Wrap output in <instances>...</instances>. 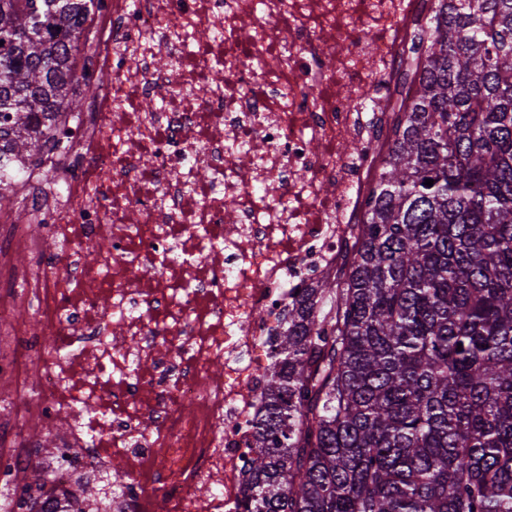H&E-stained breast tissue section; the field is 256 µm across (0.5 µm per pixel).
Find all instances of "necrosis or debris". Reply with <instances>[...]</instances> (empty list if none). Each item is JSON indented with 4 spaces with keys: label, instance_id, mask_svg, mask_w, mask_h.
Returning <instances> with one entry per match:
<instances>
[{
    "label": "necrosis or debris",
    "instance_id": "4bbe7bcc",
    "mask_svg": "<svg viewBox=\"0 0 512 512\" xmlns=\"http://www.w3.org/2000/svg\"><path fill=\"white\" fill-rule=\"evenodd\" d=\"M428 8L108 0L73 152L0 213V421L64 431L60 489L116 467L121 512H244L275 336L351 240Z\"/></svg>",
    "mask_w": 512,
    "mask_h": 512
}]
</instances>
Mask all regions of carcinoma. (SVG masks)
I'll return each mask as SVG.
<instances>
[{
	"label": "carcinoma",
	"instance_id": "1",
	"mask_svg": "<svg viewBox=\"0 0 512 512\" xmlns=\"http://www.w3.org/2000/svg\"><path fill=\"white\" fill-rule=\"evenodd\" d=\"M94 6L0 0V201L78 108ZM422 45L350 250L276 337L247 512H512V0H436ZM50 479L8 471V512H57ZM77 482L70 512H112Z\"/></svg>",
	"mask_w": 512,
	"mask_h": 512
}]
</instances>
